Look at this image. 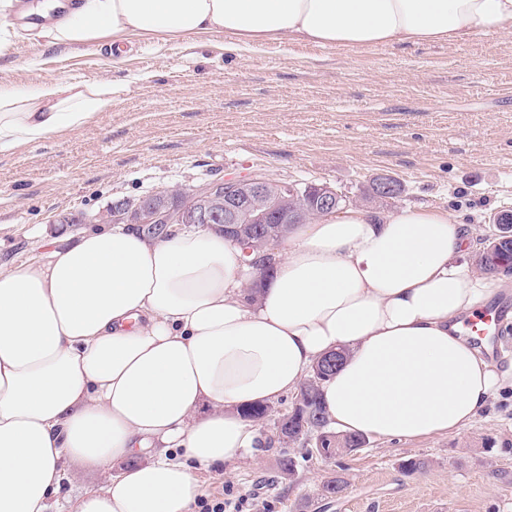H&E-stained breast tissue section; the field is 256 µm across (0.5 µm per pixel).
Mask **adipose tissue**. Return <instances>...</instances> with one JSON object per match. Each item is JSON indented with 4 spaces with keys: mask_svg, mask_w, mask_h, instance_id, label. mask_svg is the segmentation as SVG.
Segmentation results:
<instances>
[{
    "mask_svg": "<svg viewBox=\"0 0 512 512\" xmlns=\"http://www.w3.org/2000/svg\"><path fill=\"white\" fill-rule=\"evenodd\" d=\"M12 12L45 18L49 47L108 32L348 50L512 33V0H0V42ZM111 99L107 82L1 88L0 151L78 129ZM473 248L445 211L345 206L294 225L254 296L241 246L203 227L89 229L0 269V512H191L199 472L266 452L240 407L296 392L339 349L320 386L338 429L461 432L504 377L461 334L491 293ZM75 464L102 484L62 497Z\"/></svg>",
    "mask_w": 512,
    "mask_h": 512,
    "instance_id": "obj_1",
    "label": "adipose tissue"
}]
</instances>
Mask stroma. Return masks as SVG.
<instances>
[{
    "label": "stroma",
    "instance_id": "stroma-1",
    "mask_svg": "<svg viewBox=\"0 0 512 512\" xmlns=\"http://www.w3.org/2000/svg\"><path fill=\"white\" fill-rule=\"evenodd\" d=\"M103 43L43 47L20 29L0 43V87L44 78L112 84V103L87 125L0 152V269L43 259L113 201L207 180L263 173L276 181L328 182L359 196L387 173L404 187L374 203L387 214L438 209L489 235L512 206V34L467 45L376 47L357 54L268 43L227 49L220 34L182 39L120 35ZM259 459L200 473L207 503L241 512H512V386L455 435L381 441L340 463L298 458L281 474L283 446ZM425 461L421 475L400 468ZM342 476L341 496L323 482Z\"/></svg>",
    "mask_w": 512,
    "mask_h": 512
}]
</instances>
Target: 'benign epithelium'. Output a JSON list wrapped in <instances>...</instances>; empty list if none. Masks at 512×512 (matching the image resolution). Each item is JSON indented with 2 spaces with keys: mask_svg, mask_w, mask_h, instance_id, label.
Here are the masks:
<instances>
[{
  "mask_svg": "<svg viewBox=\"0 0 512 512\" xmlns=\"http://www.w3.org/2000/svg\"><path fill=\"white\" fill-rule=\"evenodd\" d=\"M400 194L399 181L379 174L371 181L370 198L385 200ZM350 201L328 183L304 191L295 184L271 180L261 173L212 180L189 189L163 190L136 201L120 200L102 216L104 224H132L149 236L165 234L172 224L224 230L230 239L245 243L248 264L262 269L273 259V249L283 235L256 241L255 224H306L316 213H325Z\"/></svg>",
  "mask_w": 512,
  "mask_h": 512,
  "instance_id": "obj_1",
  "label": "benign epithelium"
}]
</instances>
